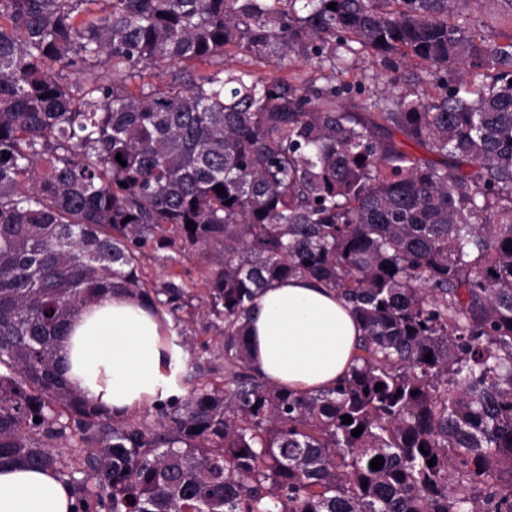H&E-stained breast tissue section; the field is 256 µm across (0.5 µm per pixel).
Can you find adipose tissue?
Listing matches in <instances>:
<instances>
[{
  "label": "adipose tissue",
  "instance_id": "1",
  "mask_svg": "<svg viewBox=\"0 0 512 512\" xmlns=\"http://www.w3.org/2000/svg\"><path fill=\"white\" fill-rule=\"evenodd\" d=\"M250 357L273 385L330 389L349 372L362 328L335 289L303 277L271 282L244 319ZM183 357L164 316L121 291L83 306L59 350L68 385L91 406L124 417L180 393ZM71 488L52 472L0 468V512H71Z\"/></svg>",
  "mask_w": 512,
  "mask_h": 512
}]
</instances>
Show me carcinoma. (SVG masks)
Returning a JSON list of instances; mask_svg holds the SVG:
<instances>
[{"label": "carcinoma", "mask_w": 512, "mask_h": 512, "mask_svg": "<svg viewBox=\"0 0 512 512\" xmlns=\"http://www.w3.org/2000/svg\"><path fill=\"white\" fill-rule=\"evenodd\" d=\"M454 2L0 0V464L55 472L75 512H512V34L449 20ZM338 46L413 60L434 93L345 112L361 85L230 65L130 89L144 66L238 53L334 69ZM102 64L106 83L65 82ZM149 248L201 264L232 366L159 428L88 405L58 365L115 289L193 299L176 271L146 284ZM295 276L364 331L331 390L249 359L256 292ZM57 440L96 452L67 471Z\"/></svg>", "instance_id": "carcinoma-1"}]
</instances>
